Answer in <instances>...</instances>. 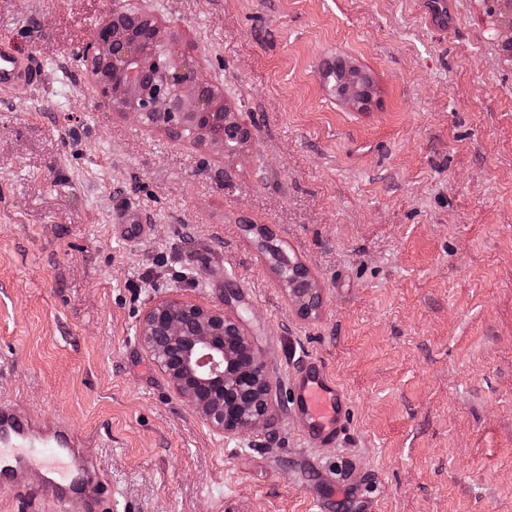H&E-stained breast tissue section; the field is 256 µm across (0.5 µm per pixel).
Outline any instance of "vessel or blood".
Wrapping results in <instances>:
<instances>
[{"label": "vessel or blood", "mask_w": 512, "mask_h": 512, "mask_svg": "<svg viewBox=\"0 0 512 512\" xmlns=\"http://www.w3.org/2000/svg\"><path fill=\"white\" fill-rule=\"evenodd\" d=\"M40 63L30 52L0 50V92L34 83ZM287 404L305 439L313 445L338 440L351 421L346 391L317 359L303 362L289 377ZM85 435L65 419L47 426L15 401L0 403V486L17 492V512H32L28 474L40 469L61 504L80 499L89 512H112V495L101 480L102 464L82 451Z\"/></svg>", "instance_id": "vessel-or-blood-1"}]
</instances>
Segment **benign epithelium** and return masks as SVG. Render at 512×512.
Instances as JSON below:
<instances>
[{
	"label": "benign epithelium",
	"instance_id": "7a95c632",
	"mask_svg": "<svg viewBox=\"0 0 512 512\" xmlns=\"http://www.w3.org/2000/svg\"><path fill=\"white\" fill-rule=\"evenodd\" d=\"M150 21L137 0H113L112 17L87 43L86 62L96 76L98 98L139 124L166 123L172 139L192 115L208 114V85L193 66L177 60L170 43L144 54L128 37ZM224 141H242L245 124L232 118ZM288 288L298 311L309 315L321 296L303 265ZM138 335L158 366L213 430L235 437L267 420L272 389L265 366L237 321L186 301L163 299L145 312Z\"/></svg>",
	"mask_w": 512,
	"mask_h": 512
}]
</instances>
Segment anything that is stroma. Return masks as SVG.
I'll list each match as a JSON object with an SVG mask.
<instances>
[{
	"mask_svg": "<svg viewBox=\"0 0 512 512\" xmlns=\"http://www.w3.org/2000/svg\"><path fill=\"white\" fill-rule=\"evenodd\" d=\"M143 0L250 129L234 155L102 104L84 61L112 0H0L42 63L0 97V400L90 433L116 512H512V0ZM367 71L339 101L324 59ZM128 211L146 234L112 220ZM309 270L301 315L257 231ZM238 318L267 424L211 430L141 343L148 307ZM352 421L312 447L289 373ZM287 405L305 439L313 445L338 440L350 425L349 397L318 359L303 362L289 377Z\"/></svg>",
	"mask_w": 512,
	"mask_h": 512,
	"instance_id": "1",
	"label": "stroma"
}]
</instances>
